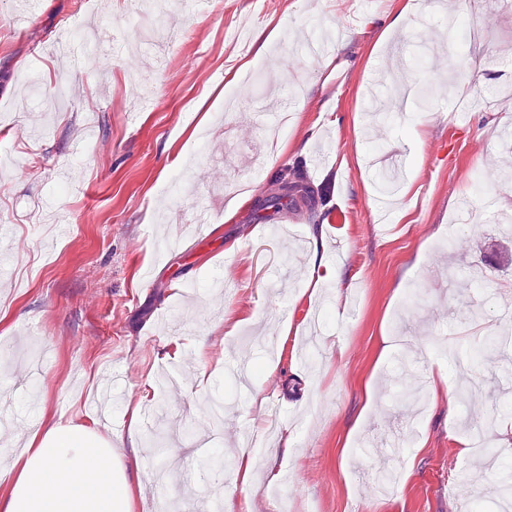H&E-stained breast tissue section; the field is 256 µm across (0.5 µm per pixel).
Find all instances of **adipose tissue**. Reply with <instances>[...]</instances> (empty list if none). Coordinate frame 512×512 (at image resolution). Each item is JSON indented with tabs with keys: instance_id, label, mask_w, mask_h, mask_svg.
<instances>
[{
	"instance_id": "1",
	"label": "adipose tissue",
	"mask_w": 512,
	"mask_h": 512,
	"mask_svg": "<svg viewBox=\"0 0 512 512\" xmlns=\"http://www.w3.org/2000/svg\"><path fill=\"white\" fill-rule=\"evenodd\" d=\"M112 456L89 427L50 425L0 468L12 484L0 512H132L139 486Z\"/></svg>"
}]
</instances>
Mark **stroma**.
Here are the masks:
<instances>
[{"instance_id": "35a3bbf8", "label": "stroma", "mask_w": 512, "mask_h": 512, "mask_svg": "<svg viewBox=\"0 0 512 512\" xmlns=\"http://www.w3.org/2000/svg\"><path fill=\"white\" fill-rule=\"evenodd\" d=\"M163 2L129 21L130 0H44L27 19L24 0H0V441L36 416L97 422L117 444L138 399L169 449L137 437L133 512H277L282 499L288 512H463L492 495L496 472L461 439L512 387V349L483 353L512 299V252L482 208L512 214V183L488 177L512 157V99L496 95L512 85V0ZM407 6L409 27L389 29ZM463 16L480 32L465 80L445 59ZM77 24L116 49L60 51ZM276 27L256 58L257 32ZM166 30L185 48L171 51ZM266 92L292 116L272 153L246 123ZM298 159L317 167L311 186H330L329 214L256 220ZM385 173L398 189L381 213ZM211 177L231 189L205 226L194 212ZM464 201L474 222L457 229ZM312 229L342 271L316 292ZM285 319L296 334L282 342ZM206 333L224 349L200 358L188 340ZM448 350L474 357L480 390L450 376ZM278 391L293 449L255 451L274 455L278 480L228 483L240 431L264 428Z\"/></svg>"}]
</instances>
